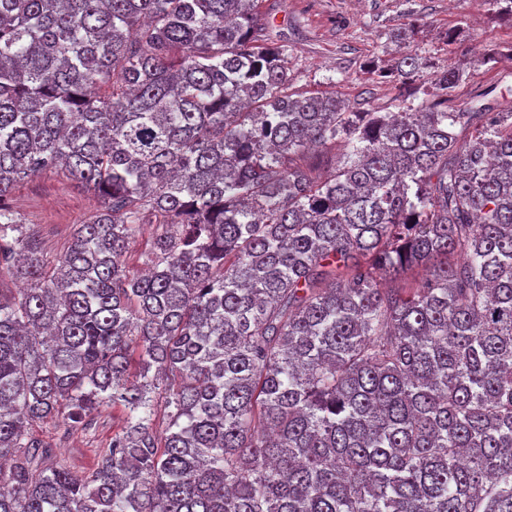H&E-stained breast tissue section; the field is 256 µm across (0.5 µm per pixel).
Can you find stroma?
<instances>
[{
    "instance_id": "1",
    "label": "stroma",
    "mask_w": 512,
    "mask_h": 512,
    "mask_svg": "<svg viewBox=\"0 0 512 512\" xmlns=\"http://www.w3.org/2000/svg\"><path fill=\"white\" fill-rule=\"evenodd\" d=\"M264 5L271 33L286 49L295 88L324 90L332 84L362 110L395 106L393 85L368 73L372 60L390 65L408 52L426 58L428 67L416 83L428 89L449 59L512 47V18L494 0H265ZM409 26L411 38L396 41L395 32ZM474 99L497 110L512 105V61L473 72L449 106ZM10 204L39 229L54 262L66 250L73 225L98 206L93 194L60 174L24 183ZM122 424L121 409L108 405L87 428L69 430L60 417L36 424L34 434L53 448L55 464L81 475L93 469Z\"/></svg>"
}]
</instances>
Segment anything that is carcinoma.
Masks as SVG:
<instances>
[{"instance_id":"cac0c4a2","label":"carcinoma","mask_w":512,"mask_h":512,"mask_svg":"<svg viewBox=\"0 0 512 512\" xmlns=\"http://www.w3.org/2000/svg\"><path fill=\"white\" fill-rule=\"evenodd\" d=\"M262 4L0 0V512H512V107L448 109L512 52L417 105L373 60L399 111H359ZM59 169L100 209L52 277L10 200ZM108 404L92 472L47 465L29 426ZM156 232L155 224H146L142 226L140 234L136 238V241L131 244L128 256L127 263L129 270L134 274H139L144 268L143 264L144 258L141 256L144 253L152 240L153 235Z\"/></svg>"}]
</instances>
